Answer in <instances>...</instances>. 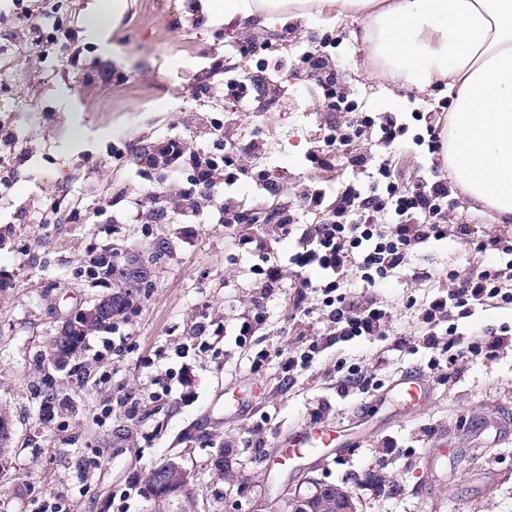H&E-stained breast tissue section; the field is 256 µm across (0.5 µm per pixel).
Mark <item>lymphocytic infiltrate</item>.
Here are the masks:
<instances>
[{"instance_id": "f902f5d3", "label": "lymphocytic infiltrate", "mask_w": 512, "mask_h": 512, "mask_svg": "<svg viewBox=\"0 0 512 512\" xmlns=\"http://www.w3.org/2000/svg\"><path fill=\"white\" fill-rule=\"evenodd\" d=\"M190 131H182L162 142L151 156L155 168L192 173V186L212 188L233 185L239 177H247L258 192H273L278 183L267 170L253 171L242 162L243 155H254L264 147L262 139H252L244 148L229 146L224 127L212 124L208 140L190 145ZM378 187L359 190L345 187L334 200H327L323 190L303 191L300 202L306 208H328L331 221L294 227L288 213L276 217L282 233L295 240L287 263L269 259L266 243L254 224L261 221L258 205H224L221 221L225 224L250 226L240 245L245 252L264 256L260 281L268 289L280 287L286 272H294L293 286L298 297L307 292L324 295L323 304L336 326L340 339L386 335L390 313L372 298L362 300L340 294L338 288L346 272L357 271L362 287L373 288L391 274L408 270L419 284L432 282L433 270L427 264L410 265L412 254L429 243L447 237L443 219L452 205L448 197V175L445 169L432 173L428 188L410 194L402 193L388 167L378 170ZM385 214L388 225L372 223L376 214ZM479 252L491 254L492 260L478 265L466 279L449 276L448 285L439 289L422 310L426 326L423 341L426 348H438V328L448 310L467 316L476 308L495 302L512 305V291L503 290V282L512 281V247L504 245L501 236L481 241Z\"/></svg>"}]
</instances>
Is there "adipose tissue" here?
Returning a JSON list of instances; mask_svg holds the SVG:
<instances>
[{"label": "adipose tissue", "mask_w": 512, "mask_h": 512, "mask_svg": "<svg viewBox=\"0 0 512 512\" xmlns=\"http://www.w3.org/2000/svg\"><path fill=\"white\" fill-rule=\"evenodd\" d=\"M310 0H205L239 29L304 15ZM363 15L383 73L453 92L442 160L472 205L512 223V0H336Z\"/></svg>", "instance_id": "adipose-tissue-1"}]
</instances>
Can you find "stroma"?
Masks as SVG:
<instances>
[{"instance_id":"1","label":"stroma","mask_w":512,"mask_h":512,"mask_svg":"<svg viewBox=\"0 0 512 512\" xmlns=\"http://www.w3.org/2000/svg\"><path fill=\"white\" fill-rule=\"evenodd\" d=\"M97 2L39 0L44 31L57 22L74 30V69L58 46L32 42L15 0H0V124L15 135L12 148L0 146V165L12 171L0 185V407L13 419L0 512H152L137 488L169 458L195 473L209 512H279L284 491L311 477L352 489L359 512H512V351L433 367L437 353L421 339L419 306L434 287L405 272L369 291L390 311L392 335L331 342L321 295L301 302L287 284L267 291L252 272L258 256L238 246L243 227L217 221L222 203L257 197L263 211L327 223V210H301L297 194L311 187L332 197L367 183L350 165L354 148L367 155L369 172L391 162L402 190L416 191L432 168L418 116L440 112L446 90L407 96L400 79L378 78L382 64L361 17L337 15L327 2L243 33L201 12L197 0H128L118 20L91 35ZM246 39L264 53L237 54ZM214 53L223 70H211ZM318 54L349 111L330 110L314 81L293 72L259 98L225 95L226 77L258 74L264 58ZM198 78L206 85L199 95L191 88ZM383 112L407 128L399 145L383 147L368 128L330 167L311 162L329 126ZM191 120L201 142L209 120L222 123L232 143L263 139L264 153L249 163L273 171L278 190L260 195L245 180L213 188L193 198L198 223H184L187 174L152 184L142 172L147 153ZM117 150L123 161L113 159ZM149 187L153 203L131 211V199ZM448 194L446 222L469 225V240L448 237L423 256L439 277L452 270L463 278L483 259L476 244L492 234L512 238V225L494 223L456 187ZM156 207L166 209L164 223H153ZM76 209L85 223H70ZM100 253L117 264L138 257L144 283L110 330L89 335L78 359L55 371L46 358L59 327L107 290L87 270ZM253 309L262 317L240 340ZM445 320L478 338L512 331V307L492 304L467 318L452 309ZM401 337L411 348L397 350ZM314 340L309 366L285 371V360ZM341 365L371 375L368 393L340 392ZM410 369L430 385L418 406L390 392ZM163 377L172 393L158 400ZM126 393L138 399V415L117 405ZM315 423L335 427L349 448L280 475L262 468V453ZM220 454L235 476L230 493L212 470Z\"/></svg>"}]
</instances>
